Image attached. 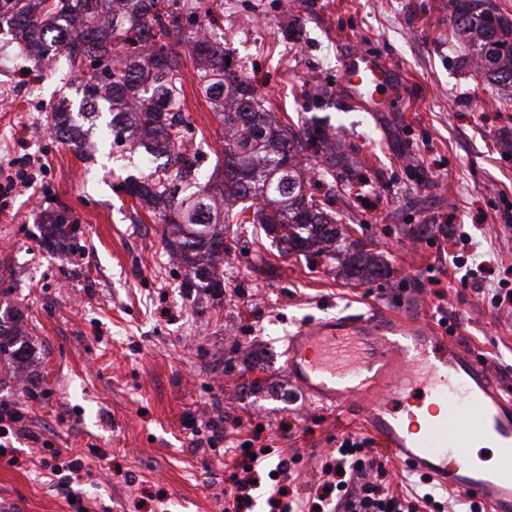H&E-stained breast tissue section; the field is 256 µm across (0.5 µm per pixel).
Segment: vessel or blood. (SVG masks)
<instances>
[{"instance_id":"vessel-or-blood-1","label":"vessel or blood","mask_w":512,"mask_h":512,"mask_svg":"<svg viewBox=\"0 0 512 512\" xmlns=\"http://www.w3.org/2000/svg\"><path fill=\"white\" fill-rule=\"evenodd\" d=\"M342 89L379 111L396 95L390 68L363 52L343 63ZM289 378L315 405L357 404L382 449L415 474L512 512V397L459 346H442L425 317L369 310L319 319L289 336ZM494 448L487 470L474 448Z\"/></svg>"}]
</instances>
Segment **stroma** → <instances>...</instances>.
Segmentation results:
<instances>
[{"label": "stroma", "mask_w": 512, "mask_h": 512, "mask_svg": "<svg viewBox=\"0 0 512 512\" xmlns=\"http://www.w3.org/2000/svg\"><path fill=\"white\" fill-rule=\"evenodd\" d=\"M222 27L232 64L277 116L342 142L346 185L333 208L363 226L390 274L357 286L245 228L223 290L183 287L159 223L121 190L147 171L103 141L111 112L86 113L68 70L19 91L30 64L13 48L0 73V170L27 159L36 182L0 209V314L19 313L30 356L0 366V402L37 438L14 440L18 464L0 457V512H75L72 492L90 512H230L224 450L253 438L272 449L267 468L289 459L294 495L307 497L343 438L370 434L290 380L285 339L372 305L423 310L512 393V309L488 292L512 269V99L468 64L448 0H300L290 14L281 0H232ZM357 51L393 71L399 93L384 111L353 107L341 91L342 63ZM185 75L197 161L210 170L224 127L196 89L194 62ZM59 102L82 115L83 151L50 132L46 111ZM62 206L79 225L73 248L45 241L46 216ZM461 233L492 270L484 283L449 281L448 240ZM254 378L261 390L247 389ZM56 448L102 449L111 468L58 488L39 475Z\"/></svg>", "instance_id": "stroma-1"}]
</instances>
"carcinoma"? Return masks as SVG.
<instances>
[{
	"instance_id": "1",
	"label": "carcinoma",
	"mask_w": 512,
	"mask_h": 512,
	"mask_svg": "<svg viewBox=\"0 0 512 512\" xmlns=\"http://www.w3.org/2000/svg\"><path fill=\"white\" fill-rule=\"evenodd\" d=\"M451 27L476 70L512 93V22L486 0H448ZM224 0H0V24L26 31L30 63L54 51L67 56L84 96L112 112V140L142 160L149 175L126 186L133 203L165 225L164 245L180 254L193 277L187 288L224 287V254L243 224H257L286 255L336 265L367 285L388 269L327 209L326 197L302 161L322 162L336 181V149L324 132L294 131L272 115L267 99L226 63L224 41L193 36L198 13L218 24ZM181 45L198 61L197 89L230 136L212 173L183 153L189 122ZM55 234L76 239L65 211L49 217ZM25 346L0 324V363H17Z\"/></svg>"
}]
</instances>
